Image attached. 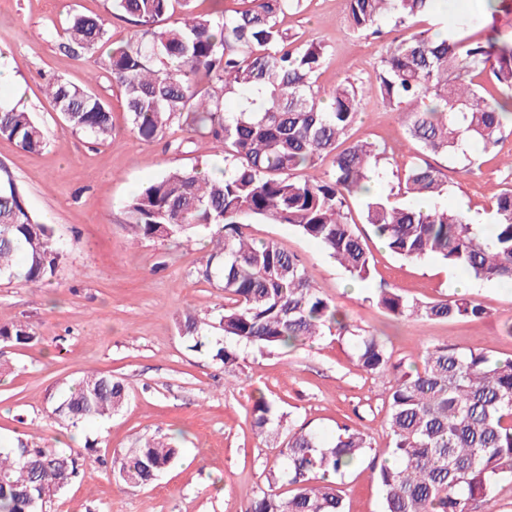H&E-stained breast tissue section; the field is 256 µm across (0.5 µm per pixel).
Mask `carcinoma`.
Returning a JSON list of instances; mask_svg holds the SVG:
<instances>
[{
	"mask_svg": "<svg viewBox=\"0 0 512 512\" xmlns=\"http://www.w3.org/2000/svg\"><path fill=\"white\" fill-rule=\"evenodd\" d=\"M193 0H112V9L133 23L129 40L107 54L105 68L124 92L131 130L145 142L163 137L189 119L193 131L222 146L224 169L173 170L126 204L134 238L210 239L212 250L197 278L224 289L218 326L187 313L180 332L206 346L234 376L241 346L268 352L334 336L351 347L366 373L393 376L387 397L390 448L370 462L384 492L382 512H477L503 480H512V358L495 359L446 341L427 346L422 364L401 368L382 341L339 318L300 260L273 241L255 242L252 222L287 224L318 242L351 278L366 282L374 260L346 200H362V220L395 256L421 261L435 256L478 280L512 285V189L493 205L485 228L438 205L447 184L428 162L410 167L404 193L414 203L369 193L379 177L382 152L352 141L339 149L361 110L358 87L346 81L327 95L316 89L323 50L297 43L280 18L299 0H243L232 14H200ZM437 0H348L358 33L379 32L383 18L405 29L435 10ZM180 8L177 21L161 22ZM63 48L76 56L109 41L104 20L75 14L64 29ZM490 74L495 89L512 91V42H472L456 30L440 38L431 29L395 39L382 60L377 91L403 113L405 133L423 155L450 154L467 135L489 152L504 121L512 119V96L501 99L472 74ZM56 112L77 132L112 138L109 106L89 89L58 77L46 85ZM0 137L37 152L45 141L31 113L0 106ZM333 155L322 179L308 174L322 156ZM64 256L49 224L28 208L8 172L0 173V278L51 280ZM371 300L397 318L425 321L481 318L483 306L465 295L429 302L394 288H377ZM34 339L22 322L0 324V341ZM128 394L110 376L87 375L63 392L55 408L72 426L120 411ZM252 427L261 438L284 437L267 486L245 512H345L338 480L369 459L368 433L339 428L326 441L316 433L285 429L283 416L264 395L253 399ZM180 449L154 438L112 459V474L141 487L176 460ZM79 458L51 448H0V512H35L31 502L67 486Z\"/></svg>",
	"mask_w": 512,
	"mask_h": 512,
	"instance_id": "obj_1",
	"label": "carcinoma"
}]
</instances>
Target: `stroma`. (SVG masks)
Segmentation results:
<instances>
[{
    "label": "stroma",
    "instance_id": "1",
    "mask_svg": "<svg viewBox=\"0 0 512 512\" xmlns=\"http://www.w3.org/2000/svg\"><path fill=\"white\" fill-rule=\"evenodd\" d=\"M495 13L473 7L436 14V26L452 24L473 41L512 39V0H498ZM99 15L112 45L123 44L132 27L112 14L110 0H0V102L24 106L42 127L46 145L29 153L0 138V169L21 190L31 211L52 225L64 246L48 283L0 279V323L21 321L35 334L29 343H0V445L24 441L32 448L84 451L93 443L100 466L87 468L51 497L43 512H243L262 486L280 440H262L251 426L253 397L264 394L288 420L335 434L355 424L375 440L385 458L384 400L389 377L369 375L351 360L349 349L327 336L285 352L241 351L238 380L225 382L224 369L205 352L190 348L176 319L192 312L214 318L224 291L198 279L209 254L206 241H134L125 205L141 187L175 168H220L224 153L209 139L178 128L144 142L131 131L121 89L103 60L106 49L78 57L62 47L70 16ZM283 24L302 40L325 50L317 84L331 91L352 81L362 94L361 114L350 132L354 141L377 144L386 162L377 183L394 194L405 165L419 153L407 140L400 109L376 93V77L400 31L384 23L380 33L358 34L347 21L346 0H300ZM62 77L86 86L112 112V137L97 141L76 132L55 112L44 93ZM512 125L493 152L435 156L431 163L448 184L442 203L478 223L512 188ZM375 263V277L361 284L320 245L285 224L249 225L257 241H274L297 254L325 298L353 325L380 336L393 362L420 364L426 345L447 341L489 355L512 357V288L494 282L462 285L460 273L429 257L407 262L394 256L362 225ZM431 301L460 291L481 303V319L419 321L397 319L371 301L377 283ZM123 382L130 397L104 420L68 426L56 420V398L89 373ZM178 437L181 454L152 484L131 487L110 472L114 455L141 438ZM345 512H382V492L368 465L349 472L342 484Z\"/></svg>",
    "mask_w": 512,
    "mask_h": 512
}]
</instances>
